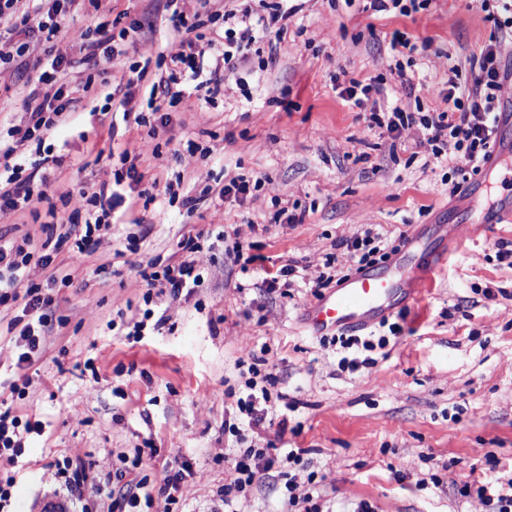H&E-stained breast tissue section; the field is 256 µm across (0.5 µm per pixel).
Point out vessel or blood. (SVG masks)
Here are the masks:
<instances>
[{"label": "vessel or blood", "instance_id": "vessel-or-blood-1", "mask_svg": "<svg viewBox=\"0 0 512 512\" xmlns=\"http://www.w3.org/2000/svg\"><path fill=\"white\" fill-rule=\"evenodd\" d=\"M511 220V210L490 209L479 223L448 225V238L464 243L475 239L484 225ZM418 291V281L402 279L393 270H365L342 281L327 297L308 309L304 321L316 333L365 331L379 324L397 299L416 295ZM33 509L34 512H74L70 500L55 492L40 495Z\"/></svg>", "mask_w": 512, "mask_h": 512}]
</instances>
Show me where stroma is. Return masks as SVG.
<instances>
[{
    "label": "stroma",
    "instance_id": "35a3bbf8",
    "mask_svg": "<svg viewBox=\"0 0 512 512\" xmlns=\"http://www.w3.org/2000/svg\"><path fill=\"white\" fill-rule=\"evenodd\" d=\"M296 4L287 33L260 39L246 66L227 75L224 94L208 101L185 84L183 100L161 109L158 152L134 161L149 178L181 173L182 192L200 199L194 211L162 194L147 207L127 194L112 212L111 235L86 257L72 286L47 284V271L29 268L53 300L55 323L43 359L28 370L26 395L7 401L15 414L45 425L29 441L22 470L0 459V479L16 477L9 512H30L39 492L63 491V460L99 478L146 440L155 453L133 479L158 484L176 462H189L179 507L209 512L228 477L219 458L234 445L224 425L238 420L235 362L248 355L265 357L262 372L277 380L280 398L268 404L269 415L283 401L297 405L290 422L301 430L287 441L307 449L310 470L322 477V512H355L363 500L375 512H490L459 488L484 474L512 475V263L498 256L500 243L512 245V222L449 245L421 293L390 315L402 332L375 367L340 369L336 347L320 344L303 321L316 300L310 279L327 254L347 260L337 241L367 227L386 245L420 236L423 246L409 263L414 273L429 268L438 225L478 219L466 204L476 174L428 157L413 141L391 142L372 125L369 108L341 97L338 76L380 82L387 107L442 111L440 90L472 81L469 59L490 43L503 12L480 0H427L408 16L373 11L370 0ZM155 6L98 0L72 22L118 21L129 31L133 65L163 49L168 21ZM147 16L152 26L130 31ZM396 29L408 33L415 52L391 50L388 35ZM404 76L414 96L401 95ZM146 133L134 123L111 132L85 119L58 128L45 141L64 158L48 204L2 217L0 228L41 246L51 216L70 214L60 196L110 178L122 167V151ZM242 174L262 177L265 187L200 198L204 185L221 187ZM288 203L305 211L303 223L274 221ZM140 216L147 233L133 253L126 238ZM188 236L200 244L195 257L208 281L175 300L157 297L153 309L164 325L134 335L146 309L140 263L181 261L178 243ZM291 260L290 296L268 290L266 272ZM287 469L278 461L237 499V512H287ZM397 470L404 482L394 480ZM433 476L439 485L430 484Z\"/></svg>",
    "mask_w": 512,
    "mask_h": 512
}]
</instances>
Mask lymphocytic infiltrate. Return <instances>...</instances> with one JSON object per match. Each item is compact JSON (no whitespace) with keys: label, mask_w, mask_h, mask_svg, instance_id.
<instances>
[{"label":"lymphocytic infiltrate","mask_w":512,"mask_h":512,"mask_svg":"<svg viewBox=\"0 0 512 512\" xmlns=\"http://www.w3.org/2000/svg\"><path fill=\"white\" fill-rule=\"evenodd\" d=\"M82 2L0 0V29L5 32L0 39V70L36 73L33 80L27 81L22 99V110L27 116L25 125L11 129V142L0 141L1 213L32 210L47 201L51 172L62 163L61 157L50 154L29 160L20 152V144L43 142L57 127L86 116L102 123L112 119L109 107L87 108L85 101L92 93L112 90L124 114L134 115L136 124L146 127L148 138H155L157 129L151 126L149 114L156 111L158 100H181L183 86L189 79L206 97L219 95L224 89L225 74L246 64L247 52L255 43L258 30L274 25L279 32H286L288 20L296 12L286 0H279L274 13L267 16H255L246 9L218 10L214 0H164L171 30L158 57L143 58L144 65H155L158 70L155 82L146 92L140 79L125 75L126 31H115L112 23L94 19L80 28L69 27L70 17L81 10ZM219 19L228 21L227 29H215ZM497 28L498 36L470 61L475 72L472 85L453 83L442 94L445 110L430 115L396 108L373 114V122L386 129L391 140L412 139L416 147L430 149L432 156L445 155L479 171L493 152L495 114L508 94L506 84L512 79L503 66L504 49L512 45V17L499 22ZM76 68L85 70L86 78L72 88L61 81L60 75ZM143 179V173L130 167L80 191L76 209L85 215L83 224L72 236L49 234L41 254H34L0 234V307L11 303L21 309L20 319L10 320L7 325L12 332L17 367L25 370L45 353L51 305L41 285L25 279L26 268L30 263H38L49 271L51 280L66 286L72 284L84 257L109 234L116 201L128 185L140 184ZM181 247L188 252V259L166 266L150 260L141 267L139 274L148 287L143 296L145 304H152L153 288H160L175 299L183 291L204 284L208 272L193 257L197 244L189 238L182 241ZM63 250L70 259L65 269L56 262ZM237 364L247 367L249 372L244 382L247 393L236 401L239 412L248 418V426L228 427L238 443L236 455L230 461L229 478L220 491L228 510L235 498L247 493L273 468L278 459L276 444L284 440L288 431V421L282 418L274 431V440H267L265 433L259 432L258 407L270 402V387L275 380L245 359H238ZM43 429L42 421H25L12 409L0 410V458L11 463L17 461L25 452L27 440L41 435ZM190 474L189 465L184 463L170 470L160 485L137 481L135 493L120 502L121 512H153L159 501L165 504L164 512H174L176 494Z\"/></svg>","instance_id":"obj_1"}]
</instances>
